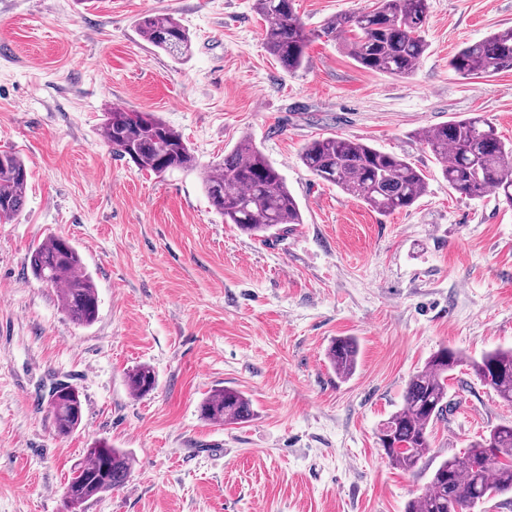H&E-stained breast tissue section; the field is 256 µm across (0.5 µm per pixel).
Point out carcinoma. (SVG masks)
<instances>
[{"mask_svg": "<svg viewBox=\"0 0 512 512\" xmlns=\"http://www.w3.org/2000/svg\"><path fill=\"white\" fill-rule=\"evenodd\" d=\"M264 23V45L288 72L306 62L312 33L296 15L294 0H254ZM428 0H377L368 12L350 11L329 18L320 30L326 37H345L351 57L363 68L397 77L412 75L428 48L424 25ZM143 39L176 59L192 50L188 30L172 13H150L139 18ZM457 75L492 76L512 70V29L493 33L463 46L449 59ZM105 140L112 153L155 174L192 171L198 162L182 134L150 112L113 107L106 112ZM441 165L448 186L468 197L500 195L512 205V143L499 136L482 114L456 118L431 128L423 138ZM302 164L314 176L339 187L373 210L390 214L411 207L427 188L426 176L404 158L380 151L360 138L319 137L301 150ZM27 167L19 157L0 153V219L9 220L26 202ZM202 186L212 209L224 223L266 241L303 223L301 209L280 172L255 142L243 137L224 160L209 167ZM32 274L48 288L59 291L62 309L72 322L89 326L99 311L97 289L82 257L71 241L52 236L28 256ZM358 348L351 337L331 340L326 360L342 378L357 365ZM474 375L505 404L512 405V349H497L478 358L443 347L409 380L402 407L380 427L386 439L389 463L405 472L420 469L431 448V432L452 411L448 377L458 366ZM153 370L143 365L127 377L135 396L154 390ZM56 434L67 437L82 423L79 391L64 383L49 395ZM201 416L215 424H242L254 416L252 402L233 388L213 390L200 404ZM133 459L104 439L85 449L68 481L66 512L121 487L131 474ZM512 493V424H497L471 442L462 453L442 461L425 488L412 498L405 512H469L476 504Z\"/></svg>", "mask_w": 512, "mask_h": 512, "instance_id": "cac0c4a2", "label": "carcinoma"}]
</instances>
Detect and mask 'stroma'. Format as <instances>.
Here are the masks:
<instances>
[{
    "label": "stroma",
    "mask_w": 512,
    "mask_h": 512,
    "mask_svg": "<svg viewBox=\"0 0 512 512\" xmlns=\"http://www.w3.org/2000/svg\"><path fill=\"white\" fill-rule=\"evenodd\" d=\"M374 2L295 0L315 36L291 73L267 52L253 0H0V152L29 169L22 212L0 222V512H64L71 469L101 438L134 469L85 512H404L432 467L512 421L461 366L425 467L396 468L378 442L439 348H512V205L451 189L421 142L475 112L512 141V71L448 67L463 44L512 28V0H429V48L409 78L364 69L319 33ZM151 12L181 20L191 56L143 41ZM115 105L179 131L199 169L158 176L113 155L103 124ZM245 135L303 217L266 244L224 223L202 188L205 166ZM332 135L407 158L426 193L382 215L318 180L300 151ZM52 235L94 279L92 325L74 324L28 266ZM338 336L358 344L347 378L325 359ZM143 364L157 386L136 397L126 374ZM57 383L84 406L66 438L49 413ZM222 387L246 393L251 421L201 418Z\"/></svg>",
    "instance_id": "1"
}]
</instances>
